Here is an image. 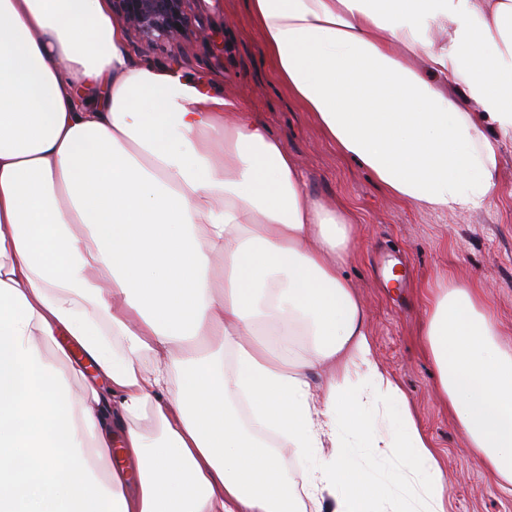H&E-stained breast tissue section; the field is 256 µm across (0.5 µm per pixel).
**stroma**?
Here are the masks:
<instances>
[{
	"label": "stroma",
	"mask_w": 512,
	"mask_h": 512,
	"mask_svg": "<svg viewBox=\"0 0 512 512\" xmlns=\"http://www.w3.org/2000/svg\"><path fill=\"white\" fill-rule=\"evenodd\" d=\"M207 38L146 46L128 36L130 62L175 69L196 92L230 98L265 123L293 155L308 193L349 205L357 244L343 276L361 299L375 360L396 378L419 428L439 450L447 512H512L487 480L465 433L435 393L436 369L418 330L425 289L445 276L481 288L504 345L512 347V143L505 144L490 204L433 212L388 196L367 169L341 156L280 83L245 0H195Z\"/></svg>",
	"instance_id": "stroma-1"
}]
</instances>
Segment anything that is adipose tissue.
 <instances>
[{"label":"adipose tissue","instance_id":"ef3b65f1","mask_svg":"<svg viewBox=\"0 0 512 512\" xmlns=\"http://www.w3.org/2000/svg\"><path fill=\"white\" fill-rule=\"evenodd\" d=\"M247 5L280 82L388 195L491 201L512 0ZM125 38L109 0H0V512H298L268 433L331 446L312 512H373L383 447L404 512H445L436 454L341 274L351 211L312 200L252 113L130 63ZM425 302L439 397L512 494V352L478 289L448 278ZM299 330L313 355L295 360ZM84 362L110 393L74 392ZM318 365L337 379L313 387ZM369 403L388 438L366 429Z\"/></svg>","mask_w":512,"mask_h":512}]
</instances>
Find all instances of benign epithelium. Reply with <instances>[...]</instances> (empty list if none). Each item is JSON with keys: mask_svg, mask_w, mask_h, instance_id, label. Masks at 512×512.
<instances>
[{"mask_svg": "<svg viewBox=\"0 0 512 512\" xmlns=\"http://www.w3.org/2000/svg\"><path fill=\"white\" fill-rule=\"evenodd\" d=\"M194 0H112V11L147 44L174 42L196 36Z\"/></svg>", "mask_w": 512, "mask_h": 512, "instance_id": "1", "label": "benign epithelium"}]
</instances>
